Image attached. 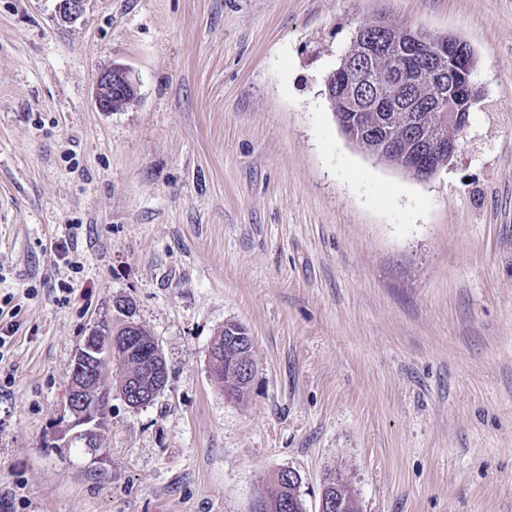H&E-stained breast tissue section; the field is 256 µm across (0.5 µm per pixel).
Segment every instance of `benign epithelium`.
Here are the masks:
<instances>
[{"instance_id":"obj_1","label":"benign epithelium","mask_w":512,"mask_h":512,"mask_svg":"<svg viewBox=\"0 0 512 512\" xmlns=\"http://www.w3.org/2000/svg\"><path fill=\"white\" fill-rule=\"evenodd\" d=\"M426 47L451 58L456 77L463 80V84L458 87L450 85L440 93L435 103V109L440 114L448 115V136L426 138L418 134V122L412 120L408 123L414 150L403 154L402 165L422 180L433 177L442 169L434 160L449 163L460 147L469 118L468 113L456 107L459 96L465 95L468 106L483 97L482 87L468 78L469 56L466 46L434 39ZM424 77L425 70L421 67L402 70L395 89L414 86ZM135 93L131 72L124 65H114L97 78L96 104L102 112L119 110L124 101ZM138 330V324L129 319L120 335L100 336L94 332L86 337L71 368L68 381L70 396L67 400L69 421L61 430L60 437H65L75 427L83 426L85 430L76 433V437L82 439L84 447L89 450L97 448L94 426L99 422L100 412L93 396L108 393L107 379L112 374L114 356L119 357L123 363L120 383L130 407L139 408L151 403L163 389L167 379L165 362L156 347L138 349Z\"/></svg>"}]
</instances>
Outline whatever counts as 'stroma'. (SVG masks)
<instances>
[{"instance_id":"35a3bbf8","label":"stroma","mask_w":512,"mask_h":512,"mask_svg":"<svg viewBox=\"0 0 512 512\" xmlns=\"http://www.w3.org/2000/svg\"><path fill=\"white\" fill-rule=\"evenodd\" d=\"M455 35L485 95L420 181L325 92L362 20ZM137 80L115 112L98 75ZM166 362L112 386L98 451L68 379L117 301ZM247 328L248 395L209 348ZM512 512V0H0V512ZM242 328L243 327H238L234 323H226L224 325V329L221 330L220 334L215 338L214 342L224 347H220L213 344L210 348L209 356L213 376L218 375L220 360L224 359V351L225 355L226 353L232 355V353L234 352V348L237 347V338L235 336L246 335L245 333H242ZM243 329L245 330V328ZM279 477L282 476L284 480H288V483L284 480H280L276 483V489L275 492L269 497V499L276 503V504H282L284 502V511L280 510V512H304L303 504L299 497H296L295 494V487H292L291 485H296L297 483V476L292 471H282L279 473ZM288 500L291 501L289 503L288 507Z\"/></svg>"}]
</instances>
